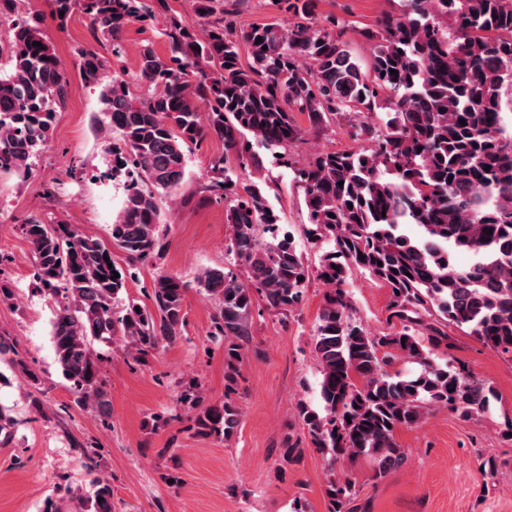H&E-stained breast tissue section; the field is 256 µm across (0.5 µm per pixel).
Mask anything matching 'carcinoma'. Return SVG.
<instances>
[{
    "mask_svg": "<svg viewBox=\"0 0 512 512\" xmlns=\"http://www.w3.org/2000/svg\"><path fill=\"white\" fill-rule=\"evenodd\" d=\"M50 2L62 27L73 11L82 13L115 57L124 54L132 24L163 21L159 34L169 46L164 57L142 46L140 92L114 75L101 93L113 170L127 177L112 224V244L126 267L75 225L35 218L24 225L38 290L55 305L56 362L77 405L109 413L93 342L121 341L145 355L182 336L188 285L181 277L155 276L151 309L125 297L127 282L162 250L159 195L184 183V146L216 138L224 153L210 161L205 190L224 204L229 255L247 271L245 281L225 266L197 277L215 306L212 335L224 337L226 393L238 386L235 339L249 334L253 292L286 314L310 277L291 237L258 234L280 221L262 187L263 165L253 151L259 143L292 171L304 194L307 234L332 244L316 268L327 286L314 336L323 409L298 405L315 448L333 461L375 456L385 473L404 460L396 429L419 423L429 407L464 418L484 411L492 389L435 350L448 345L445 327L453 324L512 355V129L505 126V111L512 112V0H402L399 15L385 14L360 31L375 43L365 67L342 40L346 25L317 21L313 0H278V9L295 18L286 27L247 28L238 27L236 0H196V30L169 0ZM3 18L10 19V42L0 48V172L27 175L49 145L69 80L39 17L19 15L17 0H0ZM242 44L251 56L246 68ZM76 61L85 82H99L104 56L81 48ZM383 108L392 115L382 127L355 120ZM295 110L316 125L345 120L350 137L371 146L323 151L296 164L287 154L303 138ZM231 156L234 168L227 166ZM408 225L418 233L406 234ZM450 247L470 254V264L458 265ZM352 267L390 290V317L400 330L371 336L351 322L343 285ZM395 360L419 371L391 373L386 366ZM239 416L228 397L200 411L196 423L227 440ZM14 425L0 407V445L11 441ZM92 485L84 512H112V486L99 477ZM326 494L328 512H356L350 479L330 482Z\"/></svg>",
    "mask_w": 512,
    "mask_h": 512,
    "instance_id": "obj_1",
    "label": "carcinoma"
}]
</instances>
